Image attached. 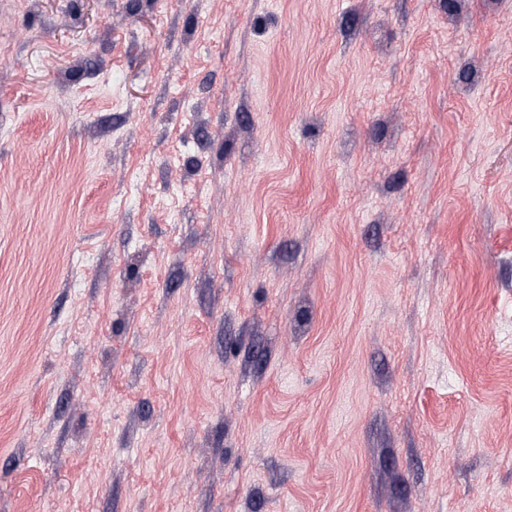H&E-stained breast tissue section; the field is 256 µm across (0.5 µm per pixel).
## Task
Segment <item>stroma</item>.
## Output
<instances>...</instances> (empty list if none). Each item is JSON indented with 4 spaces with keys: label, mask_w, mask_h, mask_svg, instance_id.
Masks as SVG:
<instances>
[{
    "label": "stroma",
    "mask_w": 512,
    "mask_h": 512,
    "mask_svg": "<svg viewBox=\"0 0 512 512\" xmlns=\"http://www.w3.org/2000/svg\"><path fill=\"white\" fill-rule=\"evenodd\" d=\"M0 0V512H512V0Z\"/></svg>",
    "instance_id": "1"
}]
</instances>
